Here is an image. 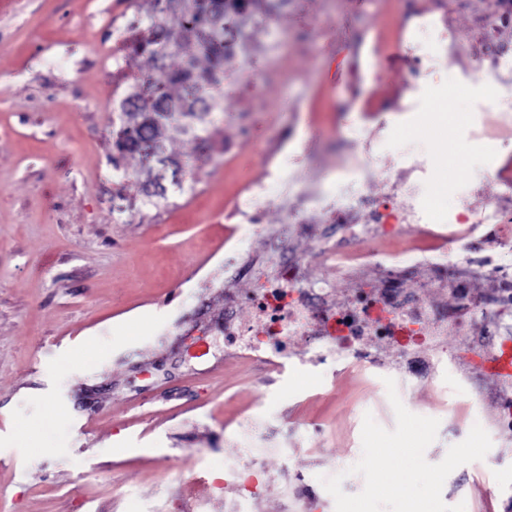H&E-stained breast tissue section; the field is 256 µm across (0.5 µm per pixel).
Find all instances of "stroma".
<instances>
[{
    "mask_svg": "<svg viewBox=\"0 0 512 512\" xmlns=\"http://www.w3.org/2000/svg\"><path fill=\"white\" fill-rule=\"evenodd\" d=\"M152 0H0V512H229L224 464L239 429L263 419L287 457L264 461L265 489L248 512H335L321 476L362 455L365 414L396 417L382 376L374 389L336 383L334 360L296 340L283 368L224 359V307L241 318L258 270L299 259L300 283L330 277L333 296L382 285L379 260L327 274L318 249L347 209L369 224L379 202L415 225L430 213L496 208L512 215V72L494 96L477 73L512 61V0H255L248 35L224 63L211 157L143 203L137 163L112 164L115 102L148 66L128 24ZM438 28L420 37V16ZM462 87V118L427 110ZM262 181L242 215L231 201ZM486 225L452 246L446 275L468 274L475 251L512 269ZM480 310L512 328L494 278L471 283ZM205 327V346L189 348ZM498 378L472 387L451 371L396 380L415 414L444 393L470 408L439 414L428 462L474 425L492 447L446 478V505L512 512V431L492 428Z\"/></svg>",
    "mask_w": 512,
    "mask_h": 512,
    "instance_id": "1",
    "label": "stroma"
}]
</instances>
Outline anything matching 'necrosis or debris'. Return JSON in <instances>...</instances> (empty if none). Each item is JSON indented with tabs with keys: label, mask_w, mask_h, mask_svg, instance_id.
<instances>
[{
	"label": "necrosis or debris",
	"mask_w": 512,
	"mask_h": 512,
	"mask_svg": "<svg viewBox=\"0 0 512 512\" xmlns=\"http://www.w3.org/2000/svg\"><path fill=\"white\" fill-rule=\"evenodd\" d=\"M491 224L501 242L512 240V223L504 220L498 210L480 214L478 220L458 216L448 234L422 232L407 228L389 233L382 224L357 226L346 221L342 240L326 247L321 262L346 272L380 257L389 265L413 266L421 253H431L433 260L447 258L450 245L464 241L475 223ZM356 240L358 248H350L348 240ZM470 277L447 280L430 276L423 291L414 293L400 288L397 279H389L384 287L359 290L347 303L332 301L326 281L307 286L296 285V262L279 264L251 297L252 317L239 321L224 319V357L226 360L258 358L267 366L280 367L287 359L293 338L325 348L343 364L346 372L359 373L376 366L398 375L407 366H414L418 381H426L424 371L417 369L420 353H429L437 364L454 362L463 378H470L490 369L503 351L502 329L491 326L486 333L474 337L471 349L450 356L446 346L449 336L471 325L476 306L470 292ZM452 295L457 312L456 321H448L427 299V294ZM376 339L393 349L391 359H378L367 351L366 342ZM249 457L231 461L224 469L225 481L234 483L240 502L259 495L264 486L263 458L272 446L258 430L249 433Z\"/></svg>",
	"instance_id": "1"
}]
</instances>
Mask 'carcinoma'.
<instances>
[{"label":"carcinoma","mask_w":512,"mask_h":512,"mask_svg":"<svg viewBox=\"0 0 512 512\" xmlns=\"http://www.w3.org/2000/svg\"><path fill=\"white\" fill-rule=\"evenodd\" d=\"M249 0H153L147 19L130 25L131 48L150 67L134 75L119 99L120 127L115 132L114 165L132 157L149 178L141 191L148 201L165 197L168 181L183 189L196 162L209 158L218 103L213 90L224 83L226 41L238 33L228 27V11H240ZM182 62L169 60L182 52ZM173 129L200 150L185 160L168 148L163 131Z\"/></svg>","instance_id":"1"}]
</instances>
